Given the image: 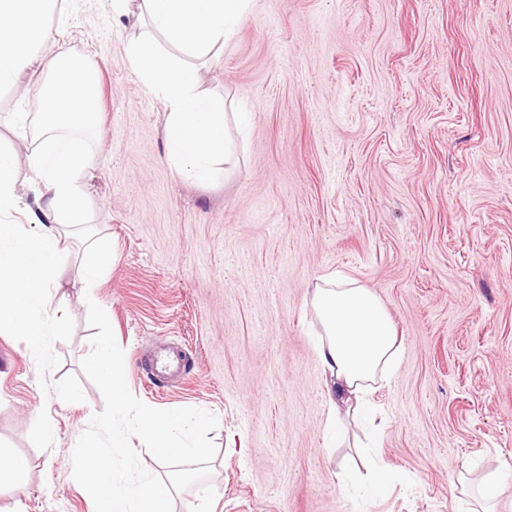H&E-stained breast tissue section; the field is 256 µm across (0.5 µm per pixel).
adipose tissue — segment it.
Instances as JSON below:
<instances>
[{
	"label": "adipose tissue",
	"mask_w": 512,
	"mask_h": 512,
	"mask_svg": "<svg viewBox=\"0 0 512 512\" xmlns=\"http://www.w3.org/2000/svg\"><path fill=\"white\" fill-rule=\"evenodd\" d=\"M252 0H112L116 11L135 8L144 29L125 46L126 58L165 115L168 161L185 180H218L232 155L230 128L247 129L249 112H229L224 99L203 93L196 63L211 60L235 34ZM60 0H0V88L27 72L46 74L35 109L14 113L13 124L31 133L26 192H19L15 153L0 148V332L22 336L47 354L62 311L53 293L67 266L66 227L84 223V184L92 157L72 129L93 130L99 96L94 66L60 51L41 50L53 40L48 17ZM322 332L313 339L326 375L325 442L336 437L341 408L374 425L371 399L377 377L392 378L401 346L380 299L348 274L324 277L311 299Z\"/></svg>",
	"instance_id": "1"
}]
</instances>
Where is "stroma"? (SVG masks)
Returning a JSON list of instances; mask_svg holds the SVG:
<instances>
[{
  "mask_svg": "<svg viewBox=\"0 0 512 512\" xmlns=\"http://www.w3.org/2000/svg\"><path fill=\"white\" fill-rule=\"evenodd\" d=\"M139 31L112 0H71L46 48L98 71L86 195L113 253L84 295L70 238L48 356L0 334V448L27 461L0 482V512H95L71 462L104 406L80 367L90 299L136 397L216 416L213 512H449L461 475L474 495L491 476L512 502V0H253L199 72L254 114L235 163L207 184L166 160L162 107L124 53ZM37 80L0 89V146L22 180L9 116ZM339 270L380 298L402 344L397 373L375 385L379 498L361 490L377 475L350 415L336 447L324 443L311 299ZM161 346L183 354L179 377L151 374Z\"/></svg>",
  "mask_w": 512,
  "mask_h": 512,
  "instance_id": "35a3bbf8",
  "label": "stroma"
}]
</instances>
